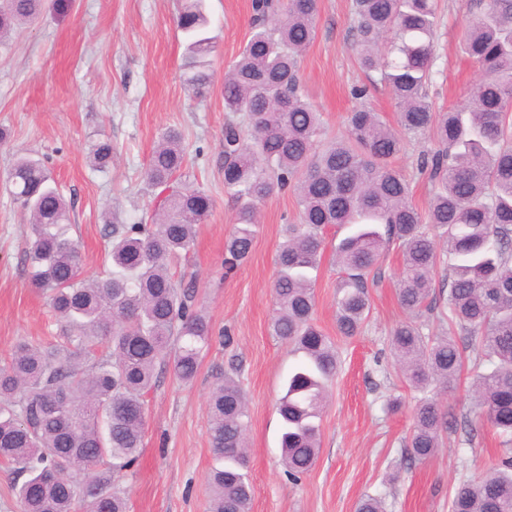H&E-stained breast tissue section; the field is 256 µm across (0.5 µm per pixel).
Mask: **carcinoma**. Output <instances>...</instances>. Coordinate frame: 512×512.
Instances as JSON below:
<instances>
[{
  "label": "carcinoma",
  "instance_id": "1",
  "mask_svg": "<svg viewBox=\"0 0 512 512\" xmlns=\"http://www.w3.org/2000/svg\"><path fill=\"white\" fill-rule=\"evenodd\" d=\"M43 0H0V37L38 15ZM353 49L361 68L379 75L398 112L399 128L364 103L347 116L346 136L322 140V113L299 77L316 35L317 0H252L251 35L224 73V194L234 205L224 241V273L249 258L260 206L291 186L300 223L286 227L273 283L272 335L304 361L288 376L278 402L283 464L294 480L320 450L318 420L337 372L336 345L314 322L309 271L323 257L325 230L354 225L334 248L345 273L336 299V329L360 334L370 313L367 282L386 245L403 263L401 306L436 313L438 332L405 321L391 349L409 386L450 387L470 368L474 414L512 443V0H480L459 40L480 78L465 103L436 111L426 88L435 62L437 0H353ZM177 26L187 42L183 83L205 98L217 52L204 0H186ZM426 136L435 149L421 156L434 190L425 210L409 202V184L393 159L402 135ZM183 135L162 134L145 172L161 189L150 224L112 215L106 258L112 270L82 275L71 236L69 204L39 159L21 157L7 174L14 200L29 215L26 256L32 285L47 294L54 316L69 328L61 345L19 342L0 366V462L18 466L14 485L22 512H127L122 486L143 444L145 395L156 368L188 383L209 347L211 326L178 289L171 264L194 242L213 201L203 189L173 181L185 163ZM105 170L112 145L92 147ZM448 270V287L435 273ZM95 356L91 367L83 359ZM208 411L212 452L221 466L208 474L209 512H249L250 413L235 379L213 388ZM456 419L431 399L414 410L402 454L433 457ZM449 512H512V457L464 481Z\"/></svg>",
  "mask_w": 512,
  "mask_h": 512
}]
</instances>
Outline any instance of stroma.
<instances>
[{"mask_svg": "<svg viewBox=\"0 0 512 512\" xmlns=\"http://www.w3.org/2000/svg\"><path fill=\"white\" fill-rule=\"evenodd\" d=\"M205 3L219 41L213 86L201 101L182 81L185 42L176 16L183 0H75L64 14L48 5L35 22L0 41V361L19 340L47 347L66 332L47 297L29 282L28 225L6 188L12 163L22 156L45 159L73 206L71 234L81 271L94 276L106 269L112 213L128 224L150 222L156 191L144 173L160 135L178 128L186 161L176 179L204 188L214 207L171 271L182 287L193 289L213 335L192 382L163 369L145 397L143 448L123 480L128 512H206L205 475L215 463L208 400L227 374L243 389L251 416L250 512H356L366 495L382 497L386 512H448L455 486L496 464L506 448L485 424L473 442L451 432L434 458L404 461L402 446L421 397L436 399L458 418L472 411L467 381L447 392L433 385L420 392L395 368L391 331L410 316L397 300L402 258L394 244L368 281L370 320L358 336L336 331L342 273L330 255L310 273L315 322L333 337L340 364L321 415L315 466L297 482L285 472L277 403L301 355L272 336L269 324L277 250L283 226L297 221L296 197L288 189L263 204L250 259L225 274L224 239L234 208L224 194V72L250 37L251 0ZM351 10L352 0H318L316 36L301 61L303 86L329 140L345 134V118L356 104L353 89L367 81L352 47ZM465 19L464 0H439L429 99L444 110L461 104L478 79L459 48ZM100 140L112 145L104 173L89 160ZM430 146L407 139L395 160L421 209L433 184L418 170L417 157Z\"/></svg>", "mask_w": 512, "mask_h": 512, "instance_id": "1", "label": "stroma"}]
</instances>
